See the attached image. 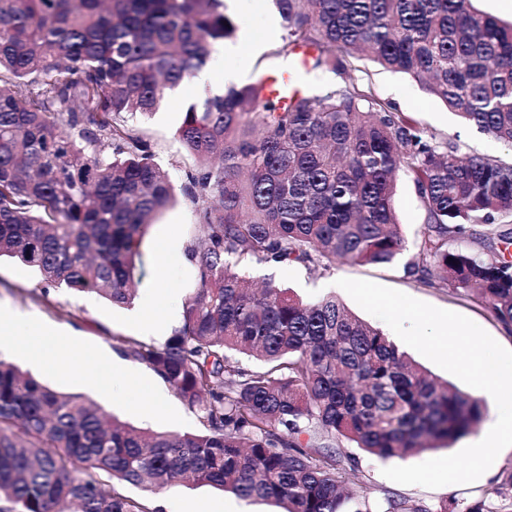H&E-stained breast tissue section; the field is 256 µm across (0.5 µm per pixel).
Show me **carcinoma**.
<instances>
[{"label": "carcinoma", "mask_w": 512, "mask_h": 512, "mask_svg": "<svg viewBox=\"0 0 512 512\" xmlns=\"http://www.w3.org/2000/svg\"><path fill=\"white\" fill-rule=\"evenodd\" d=\"M273 2L281 52L311 46L310 66L338 80L284 103L258 82L233 85L183 113L196 288L164 344L120 347L202 429L141 430L0 360V512H152L104 491L103 476L144 490L192 480L284 512H427L344 493L356 458L331 441L402 457L481 422L480 399L433 379L336 296L254 289L239 266L393 262L404 172L425 213L405 275L447 283L512 327V164L459 155L347 79L350 59L370 52L512 145V23L473 0ZM237 29L224 0H0V257L45 288L131 303L147 226L175 192L133 121ZM231 352L262 366H234Z\"/></svg>", "instance_id": "obj_1"}]
</instances>
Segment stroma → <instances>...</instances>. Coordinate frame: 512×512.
Here are the masks:
<instances>
[{
    "label": "stroma",
    "instance_id": "stroma-1",
    "mask_svg": "<svg viewBox=\"0 0 512 512\" xmlns=\"http://www.w3.org/2000/svg\"><path fill=\"white\" fill-rule=\"evenodd\" d=\"M238 22L235 42L246 37L264 39L263 51L254 58L251 81H259L271 68L292 70L295 86L313 90L334 83L331 71H313L278 56L283 43V31L267 33L263 11L241 6L235 11ZM351 77L354 83L369 88L372 95L391 104L401 112L409 113L428 133L438 140L457 144L460 154L480 155L512 163V147L487 133L466 127L439 99L431 95L419 81L383 69L372 60L356 57L352 60ZM181 114L175 99L164 98L159 112L143 119L140 126L154 147L157 162L168 171L174 185H182L188 164L174 133ZM396 209L406 241L404 259L418 250L424 232V211L413 182L401 177L396 195ZM195 222L193 204L184 197L149 225L144 237L145 274L138 286L135 300L143 302L156 295L159 281H166L169 290L161 296V309L169 328H176L182 319V304L195 288V273L186 250ZM246 275L254 282L273 280L299 298L313 301L333 292L355 315L362 308L344 291L336 288L338 279L368 280L408 294L435 307L459 313L480 326L504 348L512 350V331L507 330L494 315L467 299L447 285L424 283L408 277L402 261L388 265H363L337 260L318 266L296 263L277 265L247 264ZM39 278L29 267L10 258L0 259V306H7L23 314L36 316L50 331L65 336H78L81 341V370L75 375L58 374L53 366H39L25 355L10 349L0 350V358L28 371L51 388L66 394H80L95 401L106 413L117 416L134 426L171 433L200 430V419L164 383H157L155 394L142 398L133 386L116 384L113 395L100 393L92 385L93 379L106 377L102 355L116 350L123 339L153 340L164 344V337H147L128 321L131 306H115L90 294L67 288L43 292ZM470 437L460 438L452 449L461 450L470 445ZM342 452L354 453L357 466L346 474L348 488L366 498L380 501L394 496L418 502L428 512H464L467 506L481 501L484 490L503 483L512 474V449H503L493 465L475 482L428 489L417 485L395 483L382 474L384 468L413 465L429 459L447 456L449 450L440 448L417 455L399 458H380L353 451L349 443H341ZM106 488L132 498H144L152 508L165 512H278L275 504L242 500L233 494L205 484L184 483L170 486L158 493L146 491L118 481L105 480Z\"/></svg>",
    "mask_w": 512,
    "mask_h": 512
}]
</instances>
